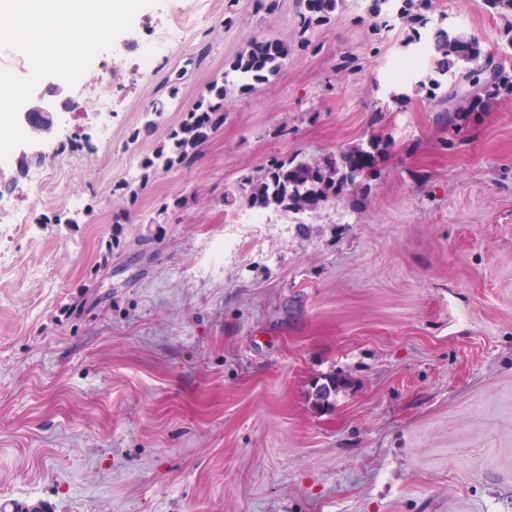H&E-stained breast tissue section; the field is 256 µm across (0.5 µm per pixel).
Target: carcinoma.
<instances>
[{"mask_svg": "<svg viewBox=\"0 0 512 512\" xmlns=\"http://www.w3.org/2000/svg\"><path fill=\"white\" fill-rule=\"evenodd\" d=\"M343 0H297L300 25L308 29L313 22L329 18ZM490 13L504 22V34L512 48V0H485ZM428 0H374L372 12L382 18L380 25L388 28L393 16L405 26H417L413 42L427 34L431 71L436 78L427 81L415 77L412 91L421 93L426 82L439 86L450 84V89L439 101L442 122L448 135L459 137L467 131L472 118L501 96H512V70L502 62L490 58L492 74L483 76L469 64L481 55L475 37L463 31L432 24L426 14ZM288 43L280 40H256L230 64L234 79L241 87H250L268 79L279 71L288 58ZM229 92L228 80L214 81L208 95L188 108L181 122L172 128L152 156L142 162L146 172L160 167L188 168L197 158L199 148L224 123V98ZM388 144L379 137L352 146L338 154L318 159L295 162L284 161L272 166L266 175L252 184L248 196L251 206L274 208L284 213L305 214L320 209L324 204L359 186L358 178L367 174Z\"/></svg>", "mask_w": 512, "mask_h": 512, "instance_id": "obj_1", "label": "carcinoma"}]
</instances>
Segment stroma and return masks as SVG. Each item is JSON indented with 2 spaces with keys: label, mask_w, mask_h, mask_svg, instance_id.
Masks as SVG:
<instances>
[{
  "label": "stroma",
  "mask_w": 512,
  "mask_h": 512,
  "mask_svg": "<svg viewBox=\"0 0 512 512\" xmlns=\"http://www.w3.org/2000/svg\"><path fill=\"white\" fill-rule=\"evenodd\" d=\"M192 3L142 8L96 56L84 80L125 73L110 112L40 81L65 105L33 175L44 195L0 162V205L28 218L0 224V505L512 512V97L449 142L435 101L395 75L407 28L376 30L370 0L307 31L297 0H211L142 74L138 46ZM431 18L482 53L511 48L483 0H433ZM262 37L288 42L282 69L227 96L193 167L124 194ZM374 135L388 149L357 200L251 223L250 180ZM328 375L341 387L321 406Z\"/></svg>",
  "instance_id": "1"
}]
</instances>
